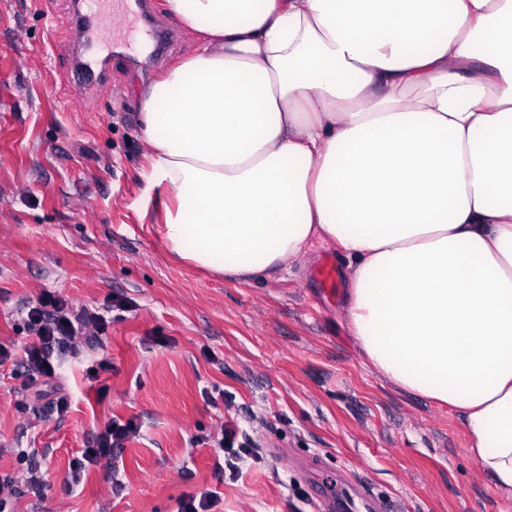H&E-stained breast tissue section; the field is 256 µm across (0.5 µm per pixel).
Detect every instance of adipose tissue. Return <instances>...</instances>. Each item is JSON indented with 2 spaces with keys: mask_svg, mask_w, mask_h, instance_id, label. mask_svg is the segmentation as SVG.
Here are the masks:
<instances>
[{
  "mask_svg": "<svg viewBox=\"0 0 512 512\" xmlns=\"http://www.w3.org/2000/svg\"><path fill=\"white\" fill-rule=\"evenodd\" d=\"M203 36L141 100L171 257L354 263L371 365L461 412L512 495V0H165Z\"/></svg>",
  "mask_w": 512,
  "mask_h": 512,
  "instance_id": "adipose-tissue-1",
  "label": "adipose tissue"
}]
</instances>
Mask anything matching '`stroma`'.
Listing matches in <instances>:
<instances>
[{"label": "stroma", "mask_w": 512, "mask_h": 512, "mask_svg": "<svg viewBox=\"0 0 512 512\" xmlns=\"http://www.w3.org/2000/svg\"><path fill=\"white\" fill-rule=\"evenodd\" d=\"M174 40L159 61L119 44L104 75L73 79L76 0H0V344L30 337L21 311L42 293L94 307L103 345L64 358L75 403L47 417L20 365L0 367V471L33 451L43 497L15 512H175L202 486L224 512H316L315 487L368 485L384 512H507L467 452L458 411L399 389L368 364L346 314L348 266L318 242L272 278L240 284L173 262L160 230L168 200L143 176L151 146L140 92L198 46L153 0ZM336 285L318 277L324 260ZM135 416L122 451L121 501L111 471L69 469L112 418ZM238 425L259 456L219 472L191 436Z\"/></svg>", "instance_id": "1"}]
</instances>
